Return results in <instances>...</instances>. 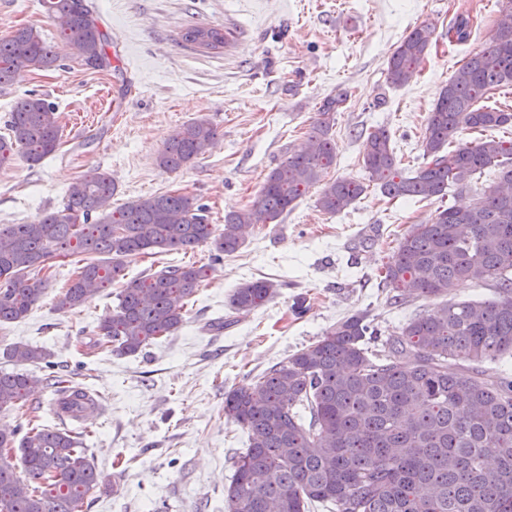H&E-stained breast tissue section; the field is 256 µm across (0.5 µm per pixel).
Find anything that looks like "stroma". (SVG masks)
I'll use <instances>...</instances> for the list:
<instances>
[{
  "label": "stroma",
  "instance_id": "stroma-1",
  "mask_svg": "<svg viewBox=\"0 0 512 512\" xmlns=\"http://www.w3.org/2000/svg\"><path fill=\"white\" fill-rule=\"evenodd\" d=\"M121 57L119 71H96L63 57L60 67L25 72L0 86V135L14 104L36 93L55 108L60 145L39 164L22 155L0 164V224H29L61 207L87 171L111 174L113 206L180 192L209 208L211 223L246 208L267 174L300 149L321 101L343 93L332 129L336 163L324 181L367 182L368 135L386 128L402 169L423 162L420 143L428 115L450 76L488 47L512 0H86ZM469 19L468 41H449L456 17ZM223 25L229 42L219 53L184 46L189 25ZM433 30L429 52L413 79L395 88L386 63L415 27ZM37 27L56 42L44 0H0V37L17 26ZM204 118L218 132L213 148L177 172L156 159L183 124ZM494 179L474 175L469 191L421 202L392 200L369 185L353 207L327 214L310 186L276 224L252 229L233 255L217 261L210 246L189 252L139 254L125 262L111 287L68 313L54 303L78 266L74 256L51 262L43 298L21 321L0 327L5 343L45 346L107 414L83 442L95 467L116 486L94 494L84 512H224V488L245 429L224 414V391L256 377L314 342L344 316L367 313L382 336L412 314L435 308L420 298L399 308L385 303L378 270L398 236L430 221L439 207L469 204ZM168 264L210 267L189 303L182 328L142 354H93L84 337L112 314L129 281ZM253 279L278 283L265 306L233 315L222 331L207 321L229 315L228 297ZM307 310L295 315L296 298Z\"/></svg>",
  "mask_w": 512,
  "mask_h": 512
}]
</instances>
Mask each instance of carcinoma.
<instances>
[{
  "mask_svg": "<svg viewBox=\"0 0 512 512\" xmlns=\"http://www.w3.org/2000/svg\"><path fill=\"white\" fill-rule=\"evenodd\" d=\"M61 44L74 58L99 59L112 68L107 38L85 0H45ZM469 21L448 27V40L470 36ZM428 25L414 28L387 61V82L403 87L431 45ZM181 40L204 52L224 49L220 25H190ZM59 53L33 26L0 38V84L23 71L58 66ZM512 86V9L498 22L493 44L469 57L450 77L429 113L423 165L398 168L391 135H369L363 167L390 199L422 201L464 190L476 173L499 171L498 181L469 205L437 212L401 236L384 266L389 304L445 297L462 281L494 282L488 301H447L409 317L379 350L367 315L347 316L311 345L272 365L250 384L224 392V414L247 430L248 444L224 488V512H512V380L484 378V365L512 356V140L485 139L449 151L466 129L512 124V113L476 103L491 90ZM347 95L325 98L307 145L265 178L247 208L210 224L206 207L175 193L112 207V178L91 170L68 189L64 205L33 224L0 225V326L25 318L47 289L37 275L60 254L91 259L56 299L67 313L110 287L125 261L147 251H188L209 245L222 255L239 250L258 224H276L323 171L336 161L331 131ZM0 136V162L16 154L36 164L60 145L54 106L30 93L16 102ZM217 139L203 119L172 134L157 165L176 172L193 165ZM364 183L338 178L324 185L318 206L340 213L366 192ZM205 266L168 265L127 284L112 315L96 326L92 346L136 356L186 322L189 297L208 276ZM279 284L256 279L230 295L232 313L262 307ZM3 357L17 365H44L48 373L0 371V411L22 408L37 386L61 396L57 414L80 418L92 408L86 391L67 384L63 368L41 345L13 343ZM461 372L448 373V359ZM17 449L18 477L1 452ZM112 491V477L97 470L80 436L37 425L24 435L0 431V512H81L84 499Z\"/></svg>",
  "mask_w": 512,
  "mask_h": 512,
  "instance_id": "cac0c4a2",
  "label": "carcinoma"
}]
</instances>
